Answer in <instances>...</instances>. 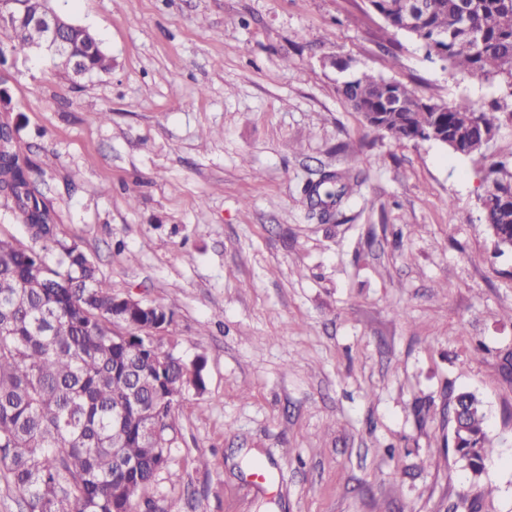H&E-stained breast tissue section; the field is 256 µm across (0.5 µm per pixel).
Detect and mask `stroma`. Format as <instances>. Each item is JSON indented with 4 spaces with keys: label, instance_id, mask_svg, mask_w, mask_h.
<instances>
[{
    "label": "stroma",
    "instance_id": "stroma-1",
    "mask_svg": "<svg viewBox=\"0 0 512 512\" xmlns=\"http://www.w3.org/2000/svg\"><path fill=\"white\" fill-rule=\"evenodd\" d=\"M112 55L74 75L0 66V122L41 172L62 235L115 295L173 313L164 347L203 360L175 410L163 512H512V252L476 198L512 160L368 133L353 70L445 103L497 87L452 74L367 0H52ZM363 170L320 221L305 193ZM484 403L496 466L448 446L450 391ZM261 461L264 482L250 466Z\"/></svg>",
    "mask_w": 512,
    "mask_h": 512
}]
</instances>
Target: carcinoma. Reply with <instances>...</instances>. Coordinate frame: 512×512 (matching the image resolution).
Returning a JSON list of instances; mask_svg holds the SVG:
<instances>
[{
	"mask_svg": "<svg viewBox=\"0 0 512 512\" xmlns=\"http://www.w3.org/2000/svg\"><path fill=\"white\" fill-rule=\"evenodd\" d=\"M389 27L402 31L403 0H371ZM39 0H0V64L43 41L29 15ZM410 31L425 57L463 76L497 83L504 94L487 107L468 98L424 100L399 82L367 74L344 80L340 94L369 131L418 141L448 130L454 154L484 158L501 118L512 121V0H418ZM69 48L88 72L109 73L112 59L82 35ZM480 208L497 236L495 253L512 251V162L489 166ZM345 185L328 173L309 189L310 206L330 218L327 200ZM0 198L21 215L26 246L0 235V473L23 494L24 512H137L136 497L168 470L176 443L174 410L186 389L203 390V365L163 351L154 332L112 335L118 296L75 243L59 236L36 185L34 167L0 140ZM167 326L172 312L147 304L133 312ZM464 408L451 426L454 455L478 477L493 452L482 401L455 395Z\"/></svg>",
	"mask_w": 512,
	"mask_h": 512,
	"instance_id": "carcinoma-1",
	"label": "carcinoma"
}]
</instances>
